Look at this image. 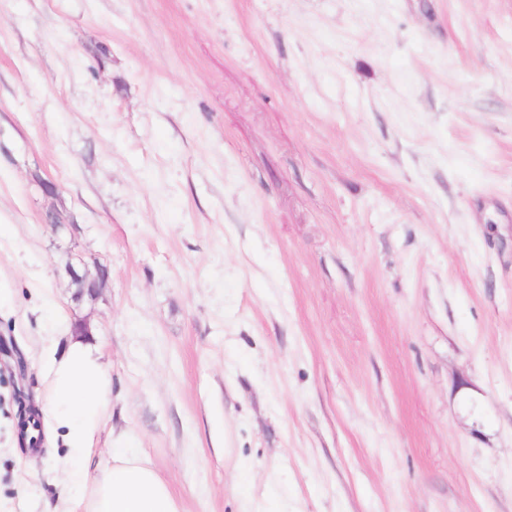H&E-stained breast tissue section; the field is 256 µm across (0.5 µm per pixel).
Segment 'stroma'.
<instances>
[{"label":"stroma","mask_w":512,"mask_h":512,"mask_svg":"<svg viewBox=\"0 0 512 512\" xmlns=\"http://www.w3.org/2000/svg\"><path fill=\"white\" fill-rule=\"evenodd\" d=\"M78 320L95 459L127 433L186 512H512V0H0L34 404ZM16 411L1 372L0 512H45Z\"/></svg>","instance_id":"stroma-1"}]
</instances>
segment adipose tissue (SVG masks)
<instances>
[{
    "label": "adipose tissue",
    "instance_id": "ef3b65f1",
    "mask_svg": "<svg viewBox=\"0 0 512 512\" xmlns=\"http://www.w3.org/2000/svg\"><path fill=\"white\" fill-rule=\"evenodd\" d=\"M43 414L60 432L67 453L58 503L48 512H185L141 449L117 437L99 477L89 458L110 395V378L88 339L73 337L52 359Z\"/></svg>",
    "mask_w": 512,
    "mask_h": 512
}]
</instances>
